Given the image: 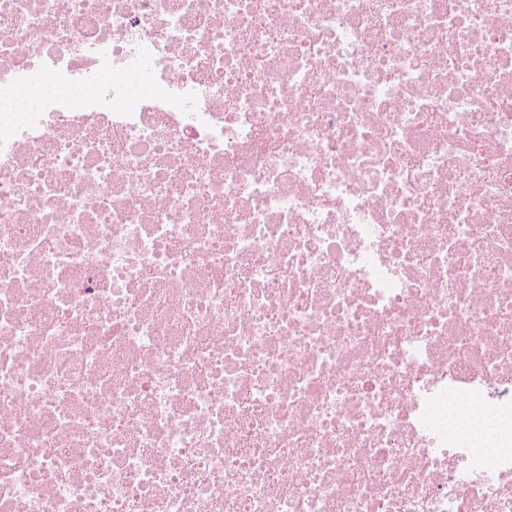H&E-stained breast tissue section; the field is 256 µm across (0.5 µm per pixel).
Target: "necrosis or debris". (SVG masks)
<instances>
[{
	"label": "necrosis or debris",
	"mask_w": 512,
	"mask_h": 512,
	"mask_svg": "<svg viewBox=\"0 0 512 512\" xmlns=\"http://www.w3.org/2000/svg\"><path fill=\"white\" fill-rule=\"evenodd\" d=\"M44 80L0 512H512V0H0Z\"/></svg>",
	"instance_id": "1"
}]
</instances>
